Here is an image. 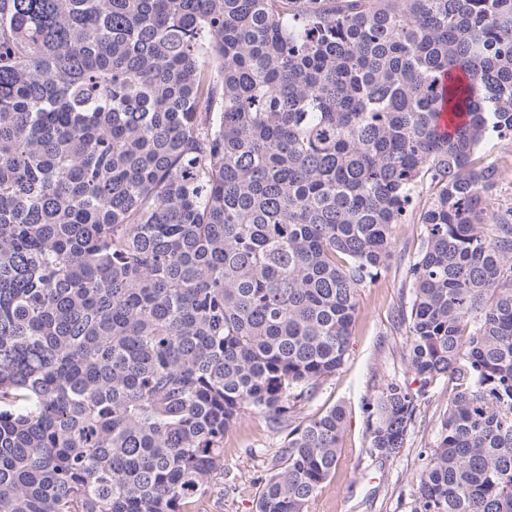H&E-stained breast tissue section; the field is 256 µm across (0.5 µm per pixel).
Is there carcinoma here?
<instances>
[{
    "instance_id": "obj_1",
    "label": "carcinoma",
    "mask_w": 512,
    "mask_h": 512,
    "mask_svg": "<svg viewBox=\"0 0 512 512\" xmlns=\"http://www.w3.org/2000/svg\"><path fill=\"white\" fill-rule=\"evenodd\" d=\"M491 141L512 0H0V512H191L250 413L289 429L256 512H307L345 412L297 416L411 222L419 386L369 403L371 453L446 380L411 512H512Z\"/></svg>"
}]
</instances>
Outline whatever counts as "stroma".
<instances>
[{"instance_id":"stroma-1","label":"stroma","mask_w":512,"mask_h":512,"mask_svg":"<svg viewBox=\"0 0 512 512\" xmlns=\"http://www.w3.org/2000/svg\"><path fill=\"white\" fill-rule=\"evenodd\" d=\"M420 242V225L396 226L388 268L358 292L357 317L343 365L301 411L305 417L335 406L345 412L336 470L321 485L308 512H410L418 453L438 437L448 385L438 383L419 396L408 444L389 460L370 455L367 404L389 380L414 382L406 359L413 293L408 269L418 258ZM285 437V432L271 431L258 415L230 428L224 435V472L211 480L193 512H255L272 456Z\"/></svg>"}]
</instances>
